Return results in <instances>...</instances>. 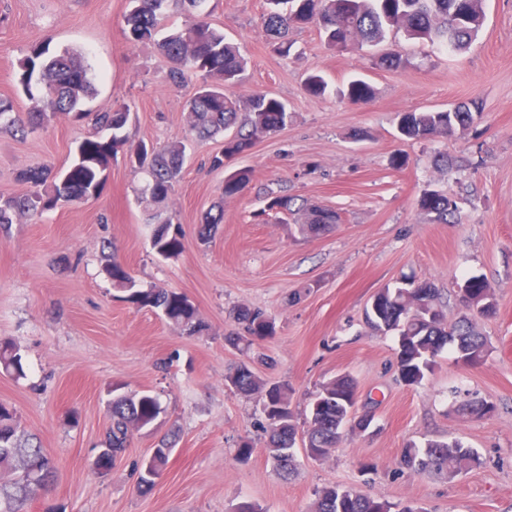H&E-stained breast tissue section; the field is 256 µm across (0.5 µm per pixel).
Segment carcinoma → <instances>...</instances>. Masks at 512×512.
<instances>
[{"label":"carcinoma","mask_w":512,"mask_h":512,"mask_svg":"<svg viewBox=\"0 0 512 512\" xmlns=\"http://www.w3.org/2000/svg\"><path fill=\"white\" fill-rule=\"evenodd\" d=\"M135 6L126 16L129 38L133 42L153 37L161 21L166 0H133ZM204 0H181L189 19L159 43L170 61L169 81L178 86L189 74H200V85L187 104L188 131L199 139L224 134V149L209 159L210 167L220 169L224 161L250 151L256 140L285 129L293 114L281 100L267 93H253L247 99L235 96L231 89L241 81L245 61L224 38V32L211 26L198 13ZM262 19L266 30L279 39L278 51L290 50L288 32L302 24H315L325 35L329 49L358 51L365 45L385 42L402 32L414 40L429 41L461 51L478 36L485 20V0H265ZM409 60L395 51L376 59V65L399 69ZM18 85L33 103L32 111L16 112L10 100H0V128L26 136L58 117L82 120L92 117L93 131L77 146L69 167L59 181L47 185L48 168L22 170L17 180L30 186L22 195L0 198V228L14 223L20 215L41 216L62 202H77L101 193L102 174L118 152L128 162L148 168L150 195L158 200L169 196L184 164L185 145L174 141L157 149L141 142L128 141L125 130L132 120L126 104H115L103 112L81 111L83 101L94 95L95 88L88 66L69 50L50 51L49 45L35 50L18 64ZM372 95L369 84L356 80L347 96L359 103ZM474 122L469 105L427 112H406L399 122L403 136L413 140L448 137ZM249 174L240 172L224 181L222 200L207 213L199 231L206 241L224 220V199L241 193ZM421 209L448 223L456 212V202L438 191H426ZM292 200L281 195H267L265 215L291 214ZM339 213L322 208L307 209L305 222L297 230L306 235H322L340 223ZM152 246L162 256L182 248L180 230L170 220L154 225ZM107 273L115 286L130 292L137 304L160 310L166 319L183 332L194 335L203 329L194 307L182 295L164 288H136L130 272L112 254H107ZM464 312L453 320L438 303V289L429 281L405 278L393 287L377 292L365 309L368 327L381 336L397 340L396 364L400 377L408 384H419L433 373L437 357L451 347L457 358L481 362L488 342L481 321L494 316L496 300L476 314L469 303L492 296L488 285L476 277L464 281ZM241 330L229 342L241 347L244 355L253 346L271 337L274 327L267 313L259 308L239 315ZM0 371L14 376L25 374L18 346L0 341ZM225 384L245 395H255L263 415L268 456L273 467L288 477L294 459L297 434L303 433L302 445L313 460L329 457L338 447L342 430L351 422L352 407L357 403V386L348 376H338L320 385L303 413L292 408V388L287 383H270L242 362L225 375ZM110 424L104 443L112 453L102 466L112 464L128 448L133 433L151 425L163 408L154 396L130 391L112 396L109 402ZM176 445V436L166 434L153 455L136 468L137 489L149 493L165 470ZM400 463L413 473L459 471L479 463L476 453L457 439L450 442L429 440L424 446L409 444L402 450ZM57 481L54 459L42 448L36 434L22 428L17 412L0 402V512H28L37 498H46ZM392 506L353 489L327 486L317 495L315 512H391Z\"/></svg>","instance_id":"1"}]
</instances>
